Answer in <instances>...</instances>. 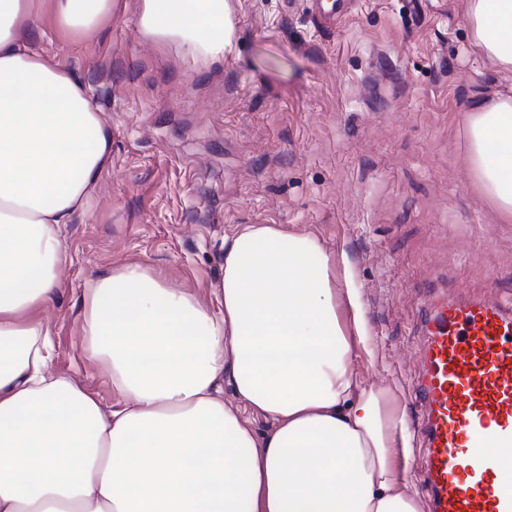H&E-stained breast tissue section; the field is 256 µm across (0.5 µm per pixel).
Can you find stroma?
I'll return each mask as SVG.
<instances>
[{"label": "stroma", "mask_w": 512, "mask_h": 512, "mask_svg": "<svg viewBox=\"0 0 512 512\" xmlns=\"http://www.w3.org/2000/svg\"><path fill=\"white\" fill-rule=\"evenodd\" d=\"M466 3L358 0L325 31L308 0H234L238 54L220 65L144 39L138 0L83 36L39 8L37 49L77 70L113 140L99 194L66 227L60 294L40 314L52 372L117 405L79 334L87 280L144 262L207 299L225 237L276 224L346 255L369 343L352 370L412 423L423 288L512 297V223L466 154L471 95H512V71L474 47Z\"/></svg>", "instance_id": "stroma-1"}]
</instances>
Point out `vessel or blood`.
Segmentation results:
<instances>
[{
	"mask_svg": "<svg viewBox=\"0 0 512 512\" xmlns=\"http://www.w3.org/2000/svg\"><path fill=\"white\" fill-rule=\"evenodd\" d=\"M351 0H312L323 29L340 25ZM414 430L425 450L430 512H512V305L494 295L435 297L425 310Z\"/></svg>",
	"mask_w": 512,
	"mask_h": 512,
	"instance_id": "b4317fda",
	"label": "vessel or blood"
}]
</instances>
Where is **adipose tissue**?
Wrapping results in <instances>:
<instances>
[{
    "label": "adipose tissue",
    "instance_id": "ef3b65f1",
    "mask_svg": "<svg viewBox=\"0 0 512 512\" xmlns=\"http://www.w3.org/2000/svg\"><path fill=\"white\" fill-rule=\"evenodd\" d=\"M52 2L75 36L117 7ZM34 16L35 0H0V512H420L403 417L354 377L362 314L314 234L239 225L210 306L142 263L99 273L80 331L119 405L51 373L34 313L61 289L63 229L99 191L112 132L75 72L33 50ZM137 23L195 61L237 50L230 0H140ZM465 24L512 70V0H467ZM467 133L476 183L512 222V96L473 100Z\"/></svg>",
    "mask_w": 512,
    "mask_h": 512
}]
</instances>
